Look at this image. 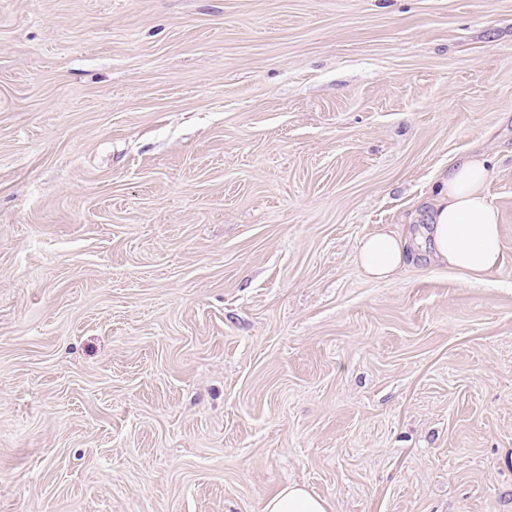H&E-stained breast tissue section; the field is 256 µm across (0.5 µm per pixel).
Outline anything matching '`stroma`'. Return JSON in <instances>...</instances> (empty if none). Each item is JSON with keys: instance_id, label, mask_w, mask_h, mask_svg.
I'll list each match as a JSON object with an SVG mask.
<instances>
[{"instance_id": "35a3bbf8", "label": "stroma", "mask_w": 512, "mask_h": 512, "mask_svg": "<svg viewBox=\"0 0 512 512\" xmlns=\"http://www.w3.org/2000/svg\"><path fill=\"white\" fill-rule=\"evenodd\" d=\"M489 160L481 280L361 239ZM512 512V0H0V512ZM263 512H328V504L304 487L288 485L266 501Z\"/></svg>"}]
</instances>
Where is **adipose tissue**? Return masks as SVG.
<instances>
[{
  "mask_svg": "<svg viewBox=\"0 0 512 512\" xmlns=\"http://www.w3.org/2000/svg\"><path fill=\"white\" fill-rule=\"evenodd\" d=\"M485 160L450 161L433 186L425 236L377 233L364 238L358 261L368 276L385 280L419 252L429 261L472 278L494 271L502 260L500 215L488 199ZM263 512H328L327 502L298 485H288L269 498Z\"/></svg>",
  "mask_w": 512,
  "mask_h": 512,
  "instance_id": "adipose-tissue-1",
  "label": "adipose tissue"
}]
</instances>
